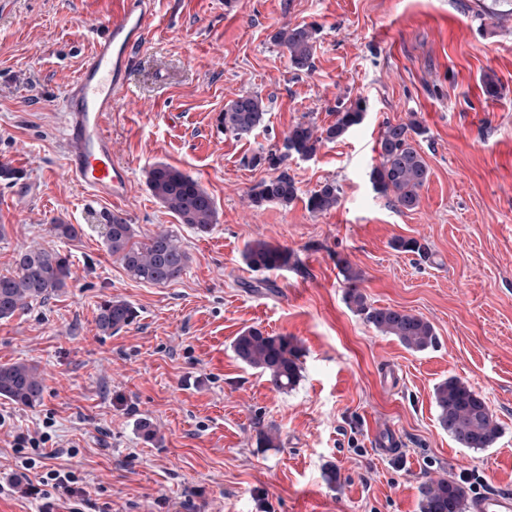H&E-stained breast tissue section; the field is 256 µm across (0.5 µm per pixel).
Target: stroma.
<instances>
[{
	"label": "stroma",
	"instance_id": "35a3bbf8",
	"mask_svg": "<svg viewBox=\"0 0 512 512\" xmlns=\"http://www.w3.org/2000/svg\"><path fill=\"white\" fill-rule=\"evenodd\" d=\"M156 0L155 34L112 113L117 161L130 169L119 204L89 197L64 173L62 100L97 32L122 0H0V274L25 247L69 254L72 277L43 303L0 319V364H37L42 402L0 397V479L15 472L13 436L46 429L54 459L85 477L78 512H420L421 482L512 492V0ZM314 25L309 71H294L273 36ZM498 96L484 91L485 77ZM261 96L264 127L238 138L216 117L239 94ZM364 98L362 124L323 142L288 172L297 199L250 204L272 177L243 159L280 147L296 123L333 124ZM416 117L431 171L417 208L377 193L370 171L386 122ZM167 164L213 197L207 234L180 224L146 185ZM336 181L335 210L315 214L310 191ZM117 214L139 234L174 231L190 262L172 284L131 279L108 252L102 224ZM78 224L63 241L49 227ZM416 239L429 258L396 251ZM292 249L296 266L260 275L247 242ZM360 271L376 307L423 316L436 347L405 349L344 301L338 266ZM119 297L136 320L102 334L98 305ZM293 337L301 377L271 390L230 344L244 328ZM455 376L485 398L502 428L483 450L459 447L437 420L433 390ZM149 419L153 438L139 423ZM389 427L402 455L377 454ZM278 437L274 448L263 432Z\"/></svg>",
	"mask_w": 512,
	"mask_h": 512
}]
</instances>
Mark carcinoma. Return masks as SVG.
<instances>
[{"label":"carcinoma","instance_id":"carcinoma-1","mask_svg":"<svg viewBox=\"0 0 512 512\" xmlns=\"http://www.w3.org/2000/svg\"><path fill=\"white\" fill-rule=\"evenodd\" d=\"M274 41L288 55L295 71L311 69L316 51L317 29L312 25L282 28ZM366 104L361 98L336 110V121L323 130L307 122L294 125L284 137L283 147L260 152L250 163L268 165L278 175L261 181L250 192V200L259 205L275 202L288 206L298 197L300 188L284 169L292 157L310 158L325 141L344 137L359 125ZM266 106L257 95L241 94L224 105L221 124L224 132L248 137L264 125ZM425 128L416 119L385 124L379 138V162L372 167L370 181L374 189L392 196L394 203L413 210L419 205L420 190L429 179V167L417 147L416 138ZM152 194L180 223L198 233H208L216 223L213 198L191 176L165 165L152 166L146 175ZM340 187L327 181L307 197V207L323 214L340 203ZM108 252L122 264L127 275L136 281L166 285L184 273L190 256L180 237L161 229L138 239L134 225L119 215L107 216L104 225ZM51 233L62 240H74L82 227L73 224H52ZM244 264L253 272L267 274L295 264L294 253L286 246L256 240L245 245ZM346 282L344 300L347 306L378 332L395 337L405 348L421 352L437 344L434 326L423 317L405 310L377 308L368 303L359 288L360 273L349 263L342 266ZM71 277L69 257L58 250L27 248L17 252L12 271L0 274V319H7L37 302L46 300L55 291L67 286ZM136 310L128 301L113 297L98 306L96 322L104 335L131 325ZM234 357L245 366L258 370L271 388L286 392L297 384L300 373L301 347L288 336H274L255 327L241 330L231 342ZM44 392V379L35 364L15 362L0 365V397L18 405L39 404ZM433 398L439 425L462 448L482 450L492 447L501 434L500 425L487 402L466 382L450 376L434 388ZM420 512H464L468 496L464 485L448 480L424 481L419 486Z\"/></svg>","mask_w":512,"mask_h":512}]
</instances>
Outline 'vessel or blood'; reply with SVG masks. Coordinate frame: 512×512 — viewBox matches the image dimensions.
<instances>
[{
    "instance_id": "1",
    "label": "vessel or blood",
    "mask_w": 512,
    "mask_h": 512,
    "mask_svg": "<svg viewBox=\"0 0 512 512\" xmlns=\"http://www.w3.org/2000/svg\"><path fill=\"white\" fill-rule=\"evenodd\" d=\"M153 19V0H125L120 13L95 38L88 60L63 100L64 172L92 195L110 201L125 197L129 175L112 156L108 122L117 102L129 92L127 72L152 34ZM470 509L512 512V493L477 495Z\"/></svg>"
}]
</instances>
